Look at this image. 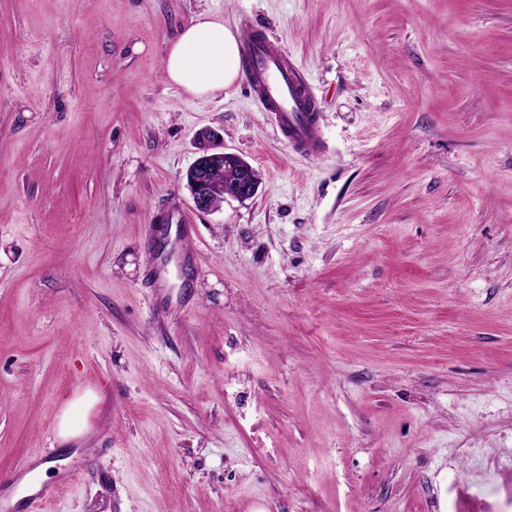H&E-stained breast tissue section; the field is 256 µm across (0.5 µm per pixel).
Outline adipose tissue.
<instances>
[{"mask_svg": "<svg viewBox=\"0 0 512 512\" xmlns=\"http://www.w3.org/2000/svg\"><path fill=\"white\" fill-rule=\"evenodd\" d=\"M241 34L223 19L201 14L170 46L164 70L168 81L194 97H213L241 77Z\"/></svg>", "mask_w": 512, "mask_h": 512, "instance_id": "ef3b65f1", "label": "adipose tissue"}]
</instances>
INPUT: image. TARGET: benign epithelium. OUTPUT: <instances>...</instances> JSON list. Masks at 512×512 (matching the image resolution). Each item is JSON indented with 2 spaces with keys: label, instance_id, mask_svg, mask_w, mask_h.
I'll return each instance as SVG.
<instances>
[{
  "label": "benign epithelium",
  "instance_id": "1",
  "mask_svg": "<svg viewBox=\"0 0 512 512\" xmlns=\"http://www.w3.org/2000/svg\"><path fill=\"white\" fill-rule=\"evenodd\" d=\"M198 156L189 170V188L194 207L200 212L219 209L225 197L245 201L253 198L259 188L257 171L244 159L224 151L217 133L202 130L197 135ZM234 167L236 179L231 185L212 180V172Z\"/></svg>",
  "mask_w": 512,
  "mask_h": 512
}]
</instances>
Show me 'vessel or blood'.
Instances as JSON below:
<instances>
[{"label": "vessel or blood", "mask_w": 512, "mask_h": 512, "mask_svg": "<svg viewBox=\"0 0 512 512\" xmlns=\"http://www.w3.org/2000/svg\"><path fill=\"white\" fill-rule=\"evenodd\" d=\"M242 51L252 93L269 113L276 132L298 155L319 158L325 151V140L317 100L296 61L278 43L263 37H244ZM31 471L30 465H22L13 475L12 485L0 488V512H29L36 504L52 500V490L43 487L14 499L13 484Z\"/></svg>", "instance_id": "1"}]
</instances>
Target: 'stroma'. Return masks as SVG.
I'll use <instances>...</instances> for the list:
<instances>
[{"mask_svg": "<svg viewBox=\"0 0 512 512\" xmlns=\"http://www.w3.org/2000/svg\"><path fill=\"white\" fill-rule=\"evenodd\" d=\"M202 13L298 61L320 158L169 84ZM204 129L254 198L195 209ZM34 458L77 472L34 512H512V0H0V480ZM89 408V399L82 398L63 411L58 423V434L61 439L74 438L87 429L86 412Z\"/></svg>", "mask_w": 512, "mask_h": 512, "instance_id": "obj_1", "label": "stroma"}]
</instances>
